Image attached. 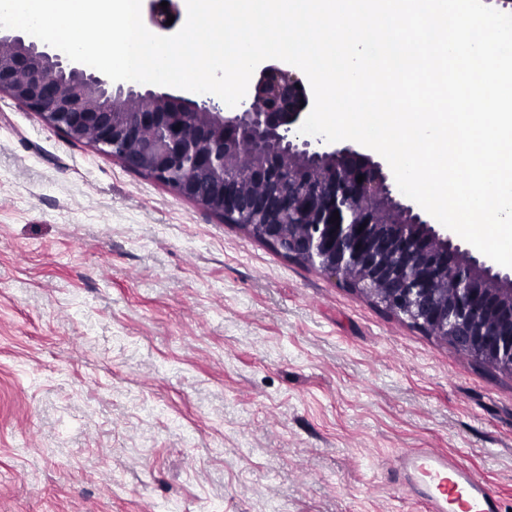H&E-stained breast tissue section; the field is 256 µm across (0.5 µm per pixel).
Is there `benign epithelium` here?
<instances>
[{
    "instance_id": "obj_1",
    "label": "benign epithelium",
    "mask_w": 512,
    "mask_h": 512,
    "mask_svg": "<svg viewBox=\"0 0 512 512\" xmlns=\"http://www.w3.org/2000/svg\"><path fill=\"white\" fill-rule=\"evenodd\" d=\"M145 2L160 33L184 20V0H167L165 9L162 0ZM1 92L285 257L512 374V269L396 199L392 172L363 147L299 133L313 93L295 66L261 62L227 111L104 79L22 30L0 28Z\"/></svg>"
}]
</instances>
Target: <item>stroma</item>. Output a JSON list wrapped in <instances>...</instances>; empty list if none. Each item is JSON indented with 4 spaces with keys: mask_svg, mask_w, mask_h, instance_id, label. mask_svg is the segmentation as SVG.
I'll return each instance as SVG.
<instances>
[{
    "mask_svg": "<svg viewBox=\"0 0 512 512\" xmlns=\"http://www.w3.org/2000/svg\"><path fill=\"white\" fill-rule=\"evenodd\" d=\"M512 512V375L0 93V512ZM406 471L423 473L427 478L423 500L431 512H446L448 496L466 494L463 512H496L497 499L490 488L470 469L433 448H417L403 457Z\"/></svg>",
    "mask_w": 512,
    "mask_h": 512,
    "instance_id": "35a3bbf8",
    "label": "stroma"
}]
</instances>
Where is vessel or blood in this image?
<instances>
[{"label": "vessel or blood", "mask_w": 512, "mask_h": 512, "mask_svg": "<svg viewBox=\"0 0 512 512\" xmlns=\"http://www.w3.org/2000/svg\"><path fill=\"white\" fill-rule=\"evenodd\" d=\"M402 465L426 476L422 494L429 512H446L449 496L460 493L466 496L464 512H497V499L484 481L446 454L419 448L405 455Z\"/></svg>", "instance_id": "1"}]
</instances>
